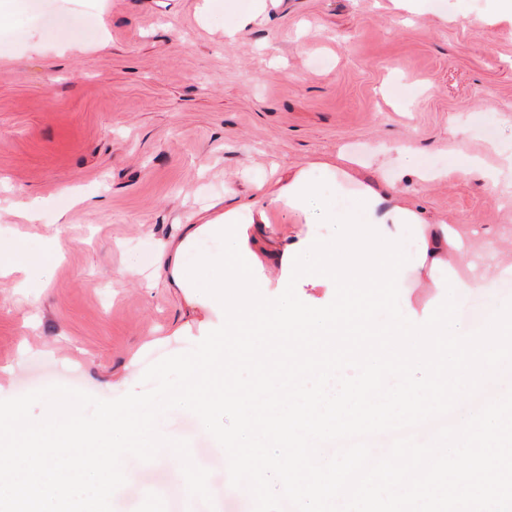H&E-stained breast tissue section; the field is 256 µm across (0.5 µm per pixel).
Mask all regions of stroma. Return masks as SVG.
Wrapping results in <instances>:
<instances>
[{"label": "stroma", "mask_w": 512, "mask_h": 512, "mask_svg": "<svg viewBox=\"0 0 512 512\" xmlns=\"http://www.w3.org/2000/svg\"><path fill=\"white\" fill-rule=\"evenodd\" d=\"M251 0H15L0 21V242L50 254L25 287L0 282V399L58 384L110 400L208 328L153 278L161 243L224 190L364 147L358 177L456 231L468 252L500 244L485 287L460 303L467 327L512 300V22L492 0H267L235 40L226 17ZM406 145L410 160L395 148ZM485 163L459 174L464 156ZM448 172L447 181L407 177ZM134 276L123 277L126 268ZM185 325L183 335H172ZM162 433L189 440L222 512H248L224 455L192 413ZM114 512L148 490L184 492L177 458L128 459Z\"/></svg>", "instance_id": "obj_1"}]
</instances>
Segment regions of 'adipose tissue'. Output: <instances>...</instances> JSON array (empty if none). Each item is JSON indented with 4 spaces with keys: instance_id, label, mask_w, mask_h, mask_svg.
<instances>
[{
    "instance_id": "obj_1",
    "label": "adipose tissue",
    "mask_w": 512,
    "mask_h": 512,
    "mask_svg": "<svg viewBox=\"0 0 512 512\" xmlns=\"http://www.w3.org/2000/svg\"><path fill=\"white\" fill-rule=\"evenodd\" d=\"M301 167L285 170L274 186L257 184L248 200L242 201L233 189L224 192L225 212H237L250 217L247 228V247L256 254L267 277L268 287H277L282 275V259L287 247L305 239L309 226L302 210L289 206L284 195L285 189L293 185L301 174ZM423 236L428 246L423 266L414 268L412 277L424 278L427 284H434L437 269L448 266L452 250L458 247V238L449 234L447 225L422 223Z\"/></svg>"
}]
</instances>
